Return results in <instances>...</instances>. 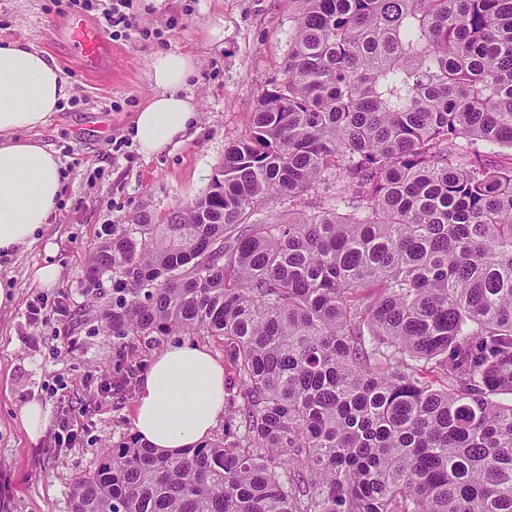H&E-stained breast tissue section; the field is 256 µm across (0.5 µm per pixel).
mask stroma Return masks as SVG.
Here are the masks:
<instances>
[{
	"mask_svg": "<svg viewBox=\"0 0 512 512\" xmlns=\"http://www.w3.org/2000/svg\"><path fill=\"white\" fill-rule=\"evenodd\" d=\"M101 0H0V38L29 43L52 55L71 86L70 96L39 129L60 156L64 189L44 231L56 246L58 284L34 286L28 271L47 257L43 246L0 260L11 276L13 307L0 313V512H70L77 477L94 470L106 448L133 439L132 411L152 357L188 339L223 360L224 341L176 331L153 339L112 335L100 319L112 305V282L87 292L85 265L96 247L136 215L167 223L174 208L204 194L224 163V150L247 135L258 100L281 78L303 0H134L149 40L105 31ZM79 16L103 28L104 66L86 73L63 29ZM224 20L223 43L206 30ZM159 50L195 56L188 91L198 108L194 127L179 143L146 157L130 129L152 93L147 63ZM48 315L30 322L32 306ZM115 383L111 395L101 382ZM39 401L48 414L37 442H29L20 412ZM73 417L72 447L54 445L60 418Z\"/></svg>",
	"mask_w": 512,
	"mask_h": 512,
	"instance_id": "1",
	"label": "stroma"
}]
</instances>
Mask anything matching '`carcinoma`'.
<instances>
[{"mask_svg":"<svg viewBox=\"0 0 512 512\" xmlns=\"http://www.w3.org/2000/svg\"><path fill=\"white\" fill-rule=\"evenodd\" d=\"M304 2L209 190L85 270L115 336L224 337V437L71 512H512V0Z\"/></svg>","mask_w":512,"mask_h":512,"instance_id":"cac0c4a2","label":"carcinoma"}]
</instances>
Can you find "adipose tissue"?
I'll use <instances>...</instances> for the list:
<instances>
[{"label": "adipose tissue", "mask_w": 512, "mask_h": 512, "mask_svg": "<svg viewBox=\"0 0 512 512\" xmlns=\"http://www.w3.org/2000/svg\"><path fill=\"white\" fill-rule=\"evenodd\" d=\"M197 68L193 55L160 50L148 63L153 88L135 114L140 152L159 153L196 118L185 89ZM70 89L54 59L32 45L0 41V257L43 239L62 197V161L34 138ZM224 411V367L189 341L156 354L142 382L132 423L142 444L175 451L208 440Z\"/></svg>", "instance_id": "obj_1"}]
</instances>
